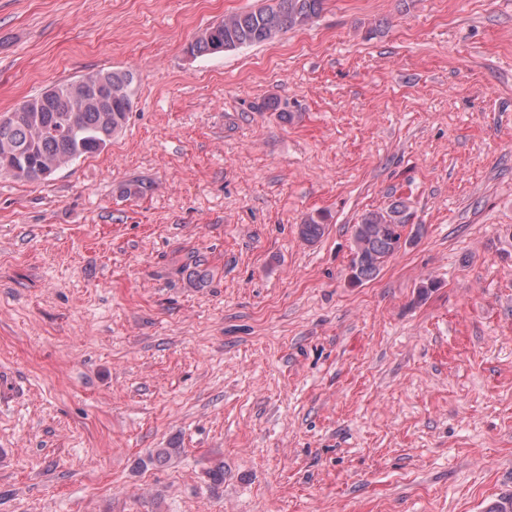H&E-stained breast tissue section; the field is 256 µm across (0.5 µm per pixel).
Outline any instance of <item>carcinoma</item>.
Instances as JSON below:
<instances>
[{"label": "carcinoma", "instance_id": "obj_1", "mask_svg": "<svg viewBox=\"0 0 512 512\" xmlns=\"http://www.w3.org/2000/svg\"><path fill=\"white\" fill-rule=\"evenodd\" d=\"M325 0H275L273 6L231 13L191 43L193 55L214 54L216 48L233 50L264 44L282 33L303 27L319 15ZM87 78L103 83L109 91L98 97L82 95ZM134 76L129 71L99 69L56 84L0 115V175L20 182L38 181L82 157L103 152L125 127L134 101ZM29 152L28 163L16 159L20 148ZM398 200L385 210L368 211L354 225L350 269L357 284L374 280L395 258L404 243L402 231L411 214ZM322 214L308 216L299 225L303 241L314 243L325 233Z\"/></svg>", "mask_w": 512, "mask_h": 512}]
</instances>
